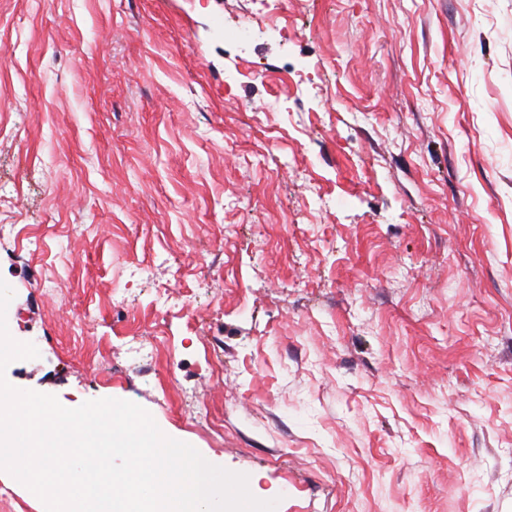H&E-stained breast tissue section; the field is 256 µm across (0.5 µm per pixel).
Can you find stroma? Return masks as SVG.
<instances>
[{
	"instance_id": "stroma-1",
	"label": "stroma",
	"mask_w": 512,
	"mask_h": 512,
	"mask_svg": "<svg viewBox=\"0 0 512 512\" xmlns=\"http://www.w3.org/2000/svg\"><path fill=\"white\" fill-rule=\"evenodd\" d=\"M276 2L0 0L5 378L277 512H512V0Z\"/></svg>"
}]
</instances>
